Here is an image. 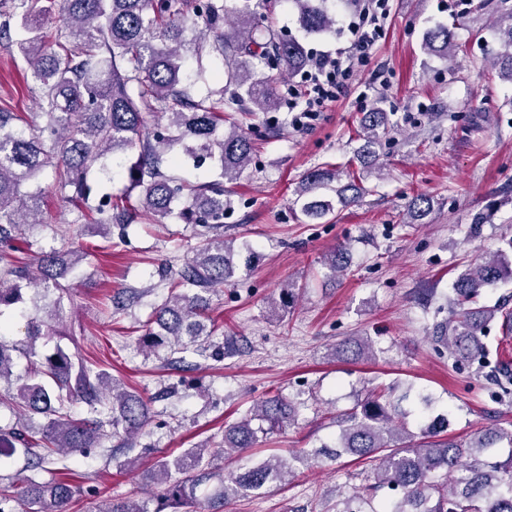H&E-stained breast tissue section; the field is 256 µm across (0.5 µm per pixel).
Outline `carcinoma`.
Returning <instances> with one entry per match:
<instances>
[{
  "label": "carcinoma",
  "mask_w": 512,
  "mask_h": 512,
  "mask_svg": "<svg viewBox=\"0 0 512 512\" xmlns=\"http://www.w3.org/2000/svg\"><path fill=\"white\" fill-rule=\"evenodd\" d=\"M263 0H0V45L17 51L37 86L40 123H27L19 112L0 108V308L24 303L23 290L34 282L45 291L63 289L61 280L76 273L82 257L66 248L40 254L38 275L10 261L29 224H39L45 188L37 177L54 172L53 187L66 202L89 199L90 174L112 180L117 153L138 150L127 169L140 190L139 205L108 194L92 209L93 222L108 228L130 224L146 215L166 218L175 203L184 201L182 219L195 226L196 242L175 270L161 263L162 278L171 295L150 320L145 336L151 346H166L171 354L216 331L209 315V299L202 293L224 284L234 273L233 248L224 241V209L230 205L224 183L240 179L257 148V139L225 115H250L278 107L275 89L281 75L307 63L304 45L273 33L261 21ZM303 30L322 34L335 17L329 0H289ZM424 48L447 59L455 53L454 32L446 26L428 31ZM215 56L224 61V76L232 90L218 96L198 95L185 76L187 62ZM502 78L512 81V24L503 31V51L493 61ZM158 114L166 122L148 129L147 117ZM394 130L388 113L374 108L363 113L360 139L353 158L375 165L376 147ZM181 148L175 152V148ZM218 162L209 178L189 181L163 170L166 163ZM336 193L344 205L360 201L367 189L355 182L350 164L305 173L296 190L300 214L308 222L334 212L331 201L318 191ZM422 195L407 205L406 219L420 224L430 214ZM346 246L332 250L325 260L331 275L348 269ZM505 268L496 256L470 265L453 283L450 318L432 337L436 349L454 361L486 355V324L500 310L478 305L484 288L500 281ZM52 330L50 321L31 317L26 340L7 345L0 341V384L19 408L16 425L0 428V457L10 458L22 447L27 469L36 471L53 461L63 463L104 442L133 449L151 419L149 403L122 387L103 368L77 354L56 348L40 357L37 341ZM335 355L349 360L375 357L368 337H349L335 347ZM31 364L25 376L13 377L15 359ZM80 402L87 415L76 418L71 405ZM416 428L408 412L392 400V392L376 387L352 408L336 417L332 444L290 458L272 455L248 462L223 474L212 462L218 456L243 459L261 438L293 422L298 408L277 395L256 404L238 421L224 428V447L187 448L165 456L156 465L162 485L157 506L132 497L106 501L98 512H181L193 502L197 488L213 477L221 483L219 498L229 503L275 484H288L292 461L344 455L376 463L371 482L341 492L330 512H378L373 501L382 490L384 512H512V427H483L470 438L444 435L448 415L434 413L431 400L420 398ZM38 415L42 423L30 424ZM508 446L506 459L499 451ZM75 486L67 479L39 481L21 477L17 492L0 486V512H16L23 501L28 512H67Z\"/></svg>",
  "instance_id": "cac0c4a2"
}]
</instances>
